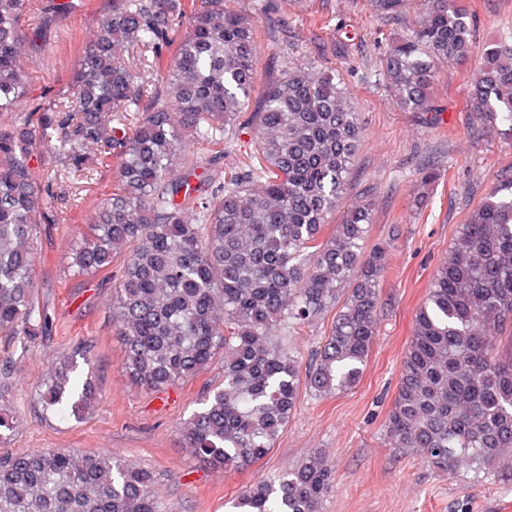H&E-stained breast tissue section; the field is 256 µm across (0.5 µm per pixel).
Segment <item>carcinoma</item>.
<instances>
[{
  "mask_svg": "<svg viewBox=\"0 0 512 512\" xmlns=\"http://www.w3.org/2000/svg\"><path fill=\"white\" fill-rule=\"evenodd\" d=\"M420 2L412 33L377 69L397 105L432 112L438 65L473 50L471 16L454 0H370L395 17ZM26 0H0V336L25 355L53 321L40 307V225L61 224L67 203L118 162L112 192L85 221L74 275L123 257L112 326L121 372L162 390L204 370L224 350V387L183 424L186 447L214 468L261 460L293 416L301 387L327 395L354 386L376 336L385 251L364 249L370 204L328 215L344 192L363 128L330 74L288 67L267 83L259 111L240 123L258 76V18L229 0H112L72 76L73 96L28 112L33 44L20 28ZM187 20L171 55L170 34ZM467 111L512 118V42L486 46ZM252 133L253 157L217 183L187 152L211 158ZM56 154L52 184L33 176V155ZM342 299L327 342L303 368L288 331ZM512 177L468 216L414 317L384 422L389 445L434 468L512 480ZM71 356L45 383L44 410L70 395ZM153 471L112 455L42 448L0 453V512H169ZM331 472L319 454L239 495L237 512H320Z\"/></svg>",
  "mask_w": 512,
  "mask_h": 512,
  "instance_id": "carcinoma-1",
  "label": "carcinoma"
}]
</instances>
